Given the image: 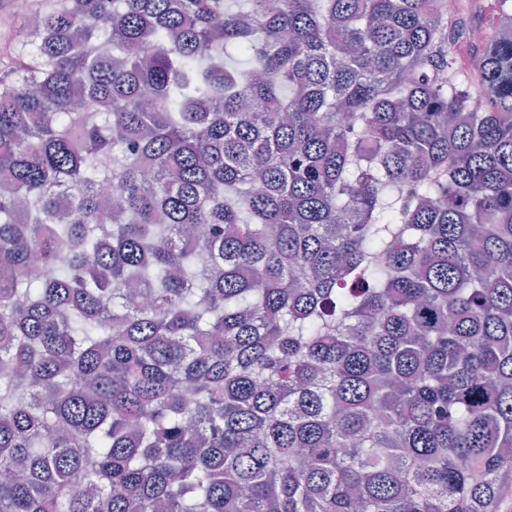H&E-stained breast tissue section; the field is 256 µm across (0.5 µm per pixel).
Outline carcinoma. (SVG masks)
<instances>
[{
	"label": "carcinoma",
	"instance_id": "1",
	"mask_svg": "<svg viewBox=\"0 0 512 512\" xmlns=\"http://www.w3.org/2000/svg\"><path fill=\"white\" fill-rule=\"evenodd\" d=\"M28 24L0 512H512V0Z\"/></svg>",
	"mask_w": 512,
	"mask_h": 512
}]
</instances>
